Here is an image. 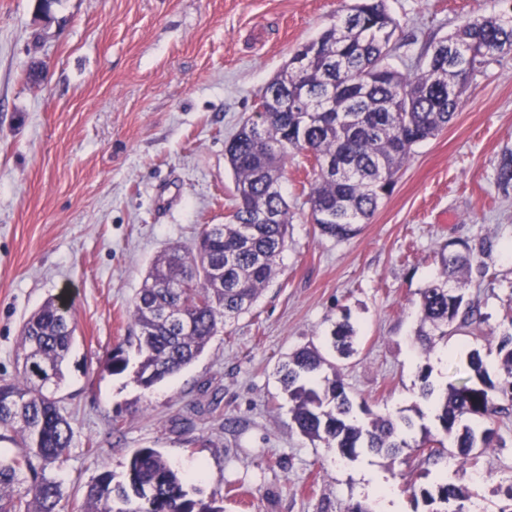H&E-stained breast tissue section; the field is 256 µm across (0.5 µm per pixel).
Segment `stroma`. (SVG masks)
I'll return each instance as SVG.
<instances>
[{"label": "stroma", "mask_w": 512, "mask_h": 512, "mask_svg": "<svg viewBox=\"0 0 512 512\" xmlns=\"http://www.w3.org/2000/svg\"><path fill=\"white\" fill-rule=\"evenodd\" d=\"M351 0H0V379L16 374L21 331L45 300L69 307L75 342L56 393L73 429L61 466L63 512L105 469L123 479L132 454L157 449L197 499L224 512H430L418 491L439 476L418 448L433 423L423 380L453 381L479 350L491 379L512 312V192L496 182L512 149V54L471 83L448 127L415 147L393 193L347 239L310 224L304 155L282 181L292 221L278 271L253 308L188 367L146 389L135 380L132 301L157 256L192 246L200 225L235 204L227 141L263 87ZM401 29L390 64L414 68L423 41L464 20L512 13V0H387ZM38 66L43 77L29 81ZM491 250H482V242ZM488 270L464 292L489 320L423 352L420 291L448 245ZM349 316L355 352L328 338ZM312 345L335 360L355 405L414 428L395 457L348 460L290 426L278 367ZM121 374L104 363L116 347ZM123 428L113 433L114 419ZM232 426H225V419ZM499 445L448 467L474 512H498L512 482V414ZM98 451L88 454V443Z\"/></svg>", "instance_id": "stroma-1"}]
</instances>
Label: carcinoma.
<instances>
[{
  "instance_id": "obj_1",
  "label": "carcinoma",
  "mask_w": 512,
  "mask_h": 512,
  "mask_svg": "<svg viewBox=\"0 0 512 512\" xmlns=\"http://www.w3.org/2000/svg\"><path fill=\"white\" fill-rule=\"evenodd\" d=\"M398 28L386 0H353L346 14L294 55L268 82L260 99L277 106L248 119L225 145L235 177L236 204L224 224H202L193 248L165 251L154 262L133 304L140 356L136 381L148 389L191 364L227 322L249 311L274 277L291 223L281 183L288 157H311L316 177L307 203L310 223L338 240L370 222L381 200L392 194L396 175L413 148L448 127L462 109L453 84L470 81L499 57L512 54V15L467 21L439 39H426L419 64L403 73L388 63ZM496 180L512 188V151L502 153ZM264 213L280 216L268 224ZM483 279L486 268L468 253L441 250L439 268L420 291L417 339L429 350L434 336L478 328L488 314L452 283L463 275ZM175 282L173 290L163 284ZM349 316L331 333L335 351L352 352ZM74 342L70 320L49 299L27 319L22 333L20 376L0 380V440L23 447L0 455V512H62L61 483L46 468L66 458L73 429L49 387L64 381L63 365ZM503 378L493 382L480 353L467 356V373L436 391L423 374L422 396L434 405L436 431L423 428L426 460L448 466L466 462L479 448L497 443L492 424L512 410V319L499 338ZM326 359L316 348L295 351L282 365L294 428L345 458L363 451L396 456L408 447L409 421L390 416L361 420L337 372L323 374ZM128 367L122 348L105 368ZM453 436L448 452L437 434ZM109 471L89 486L78 512H223L194 499L185 477L154 448L130 457L124 481ZM435 512H468L461 488L448 482L421 490Z\"/></svg>"
}]
</instances>
